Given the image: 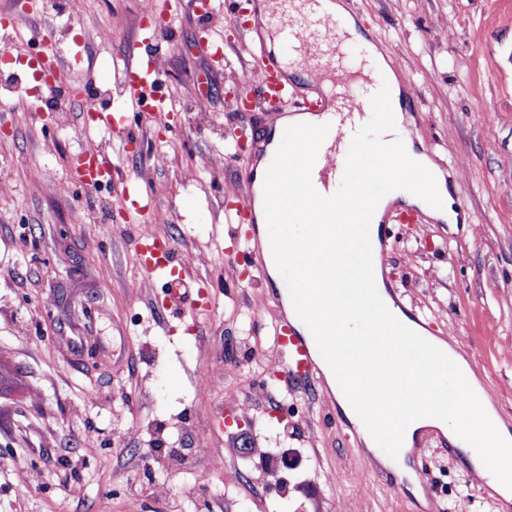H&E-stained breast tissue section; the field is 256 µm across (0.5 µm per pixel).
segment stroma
Masks as SVG:
<instances>
[{
	"label": "stroma",
	"mask_w": 512,
	"mask_h": 512,
	"mask_svg": "<svg viewBox=\"0 0 512 512\" xmlns=\"http://www.w3.org/2000/svg\"><path fill=\"white\" fill-rule=\"evenodd\" d=\"M341 2L389 59L413 110L407 136L454 169L470 213L396 225L390 285L480 369L512 426V0ZM139 23L140 0H49L32 15L0 0L14 57L49 41L63 58L31 98L25 74L0 69V101L13 103L0 111V512H512L441 431L422 443L429 488L398 472L377 480L321 388L264 378L276 312L264 285H238L246 266L224 196L256 166L250 139L267 124L264 105L240 119L228 95L247 44L216 10V62L197 18L180 16L158 44L167 107L149 125L126 114L133 152L85 127L72 90L112 96L101 75L135 52ZM89 149L112 168L97 191L75 177ZM126 188L150 197L155 223L126 222ZM147 234L208 284L185 315L164 308V278L135 287ZM33 471L39 481L23 483ZM153 484L164 494H148Z\"/></svg>",
	"instance_id": "35a3bbf8"
}]
</instances>
